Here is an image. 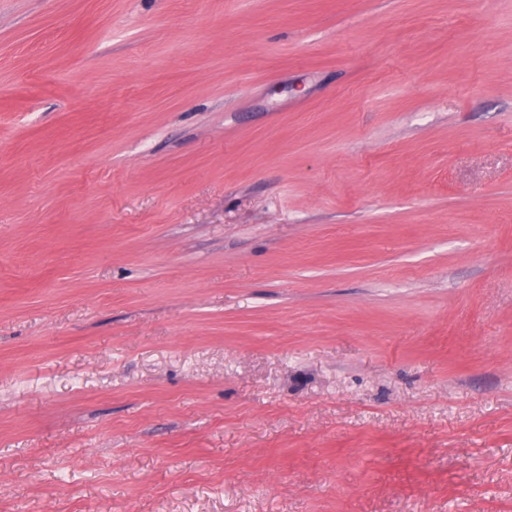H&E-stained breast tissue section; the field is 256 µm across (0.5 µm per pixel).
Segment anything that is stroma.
<instances>
[{
  "mask_svg": "<svg viewBox=\"0 0 512 512\" xmlns=\"http://www.w3.org/2000/svg\"><path fill=\"white\" fill-rule=\"evenodd\" d=\"M0 512H512V0H0Z\"/></svg>",
  "mask_w": 512,
  "mask_h": 512,
  "instance_id": "1",
  "label": "stroma"
}]
</instances>
